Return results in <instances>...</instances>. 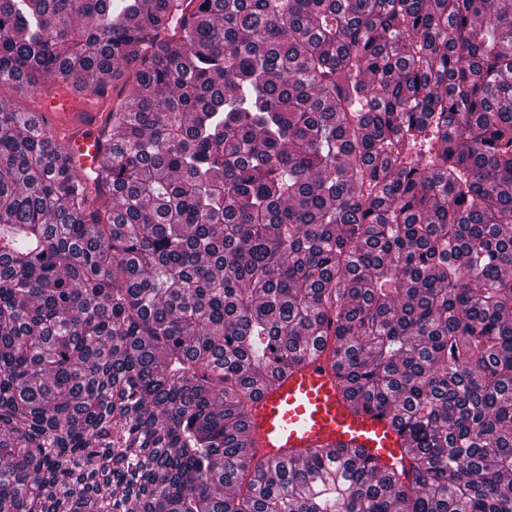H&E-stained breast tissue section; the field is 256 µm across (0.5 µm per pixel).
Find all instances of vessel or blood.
Returning <instances> with one entry per match:
<instances>
[{
	"label": "vessel or blood",
	"mask_w": 512,
	"mask_h": 512,
	"mask_svg": "<svg viewBox=\"0 0 512 512\" xmlns=\"http://www.w3.org/2000/svg\"><path fill=\"white\" fill-rule=\"evenodd\" d=\"M101 119L95 104H78L64 93L48 101L41 117L81 171L96 170L104 160ZM248 436L256 461L262 463L336 445L394 469L404 462L407 448L388 415L345 398L324 354L303 361L260 388L252 404Z\"/></svg>",
	"instance_id": "vessel-or-blood-1"
}]
</instances>
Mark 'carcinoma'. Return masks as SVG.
Listing matches in <instances>:
<instances>
[{
	"mask_svg": "<svg viewBox=\"0 0 512 512\" xmlns=\"http://www.w3.org/2000/svg\"><path fill=\"white\" fill-rule=\"evenodd\" d=\"M49 75L125 96L0 105V512H512V0H0ZM317 353L405 466L255 461ZM78 108H82V112H76ZM45 109L48 112H43L41 122L62 139L60 141L71 153L76 168L82 172L95 171L103 163L106 154L102 137L112 134L106 118L100 135L102 112H98V106L94 103L80 105L67 94L60 93L48 101Z\"/></svg>",
	"mask_w": 512,
	"mask_h": 512,
	"instance_id": "obj_1",
	"label": "carcinoma"
}]
</instances>
